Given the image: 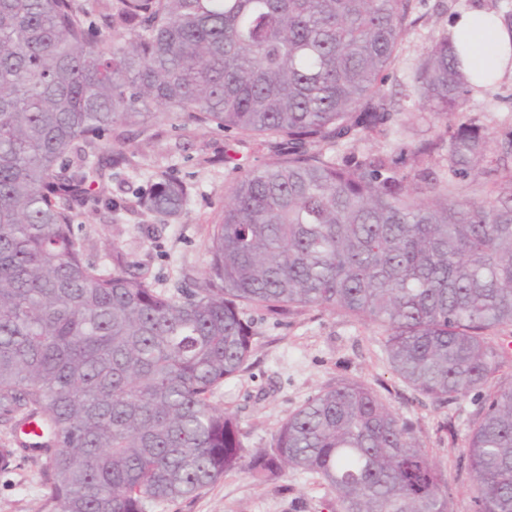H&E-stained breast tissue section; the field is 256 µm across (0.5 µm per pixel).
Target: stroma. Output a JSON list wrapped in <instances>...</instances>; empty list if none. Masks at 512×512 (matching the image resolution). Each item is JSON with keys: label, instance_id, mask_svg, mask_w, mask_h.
Masks as SVG:
<instances>
[{"label": "stroma", "instance_id": "1", "mask_svg": "<svg viewBox=\"0 0 512 512\" xmlns=\"http://www.w3.org/2000/svg\"><path fill=\"white\" fill-rule=\"evenodd\" d=\"M471 2H414L417 22L407 32L384 86L405 123L400 138L404 166L413 163L412 147L436 138L444 128L415 106V64L431 39L448 32L452 19ZM462 117L476 120L495 136L511 131L512 75L471 91ZM123 137L134 165L103 184L114 209L80 220L81 234L93 244L89 257L107 262L115 242L129 260L146 268L155 288L172 292L195 287L208 260L211 227L240 177L241 170L225 165V155L239 158L242 170L262 169L275 159L272 145L263 136L241 137L211 127L178 129L162 117L145 127L124 128ZM158 171L174 174L191 185L192 193L183 212L162 225L160 235L151 237L148 227L159 222L139 205L136 191L147 188ZM245 316L255 331L250 365L214 390L210 401L237 417L246 445L271 447L281 423L309 398L358 381L412 424L420 444L448 480L453 512H471L462 453L469 420L477 409L473 397L438 402L402 381L390 366L385 333L377 324L318 308H303L285 317L249 308ZM48 496L40 459L20 457L10 469L0 471V512H46ZM160 512H339V508L335 491L321 477L291 470L269 485L232 472L194 498L165 504Z\"/></svg>", "mask_w": 512, "mask_h": 512}]
</instances>
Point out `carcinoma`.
<instances>
[{"instance_id": "1", "label": "carcinoma", "mask_w": 512, "mask_h": 512, "mask_svg": "<svg viewBox=\"0 0 512 512\" xmlns=\"http://www.w3.org/2000/svg\"><path fill=\"white\" fill-rule=\"evenodd\" d=\"M413 0H0V470L43 461L52 512H154L230 472L319 475L341 512H452L448 481L364 383L309 398L270 448H248L212 390L248 365L243 310L307 307L377 324L393 371L438 401L470 394L463 459L473 512H512V383H494L512 327V133L507 172L477 201L493 137L462 114L471 90L450 36L425 49L419 105L445 119L405 172L383 87ZM166 116L275 141L281 159L232 187L192 290L165 293L118 244L87 259L74 229L112 208L132 165L117 125ZM447 149V167L430 166ZM189 187L161 171L143 207L167 221ZM33 424L37 431L24 433Z\"/></svg>"}]
</instances>
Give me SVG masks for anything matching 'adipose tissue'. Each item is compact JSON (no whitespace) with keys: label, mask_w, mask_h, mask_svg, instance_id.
<instances>
[{"label":"adipose tissue","mask_w":512,"mask_h":512,"mask_svg":"<svg viewBox=\"0 0 512 512\" xmlns=\"http://www.w3.org/2000/svg\"><path fill=\"white\" fill-rule=\"evenodd\" d=\"M453 38L473 85L491 82L512 64V26L481 6L471 7L455 18Z\"/></svg>","instance_id":"obj_1"}]
</instances>
